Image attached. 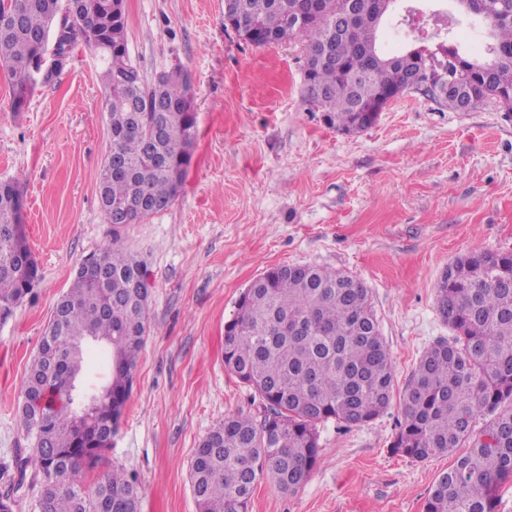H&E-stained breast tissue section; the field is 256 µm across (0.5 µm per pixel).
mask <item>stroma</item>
Here are the masks:
<instances>
[{
  "label": "stroma",
  "instance_id": "1",
  "mask_svg": "<svg viewBox=\"0 0 512 512\" xmlns=\"http://www.w3.org/2000/svg\"><path fill=\"white\" fill-rule=\"evenodd\" d=\"M127 46L145 80L176 67L192 80L196 135L175 202L121 227L150 285L148 334L101 468L137 481L139 512H197L189 465L224 418L259 415L224 368V325L265 270L311 264L372 292L395 368L391 406L347 429L319 427L322 461L284 494L258 482L249 512H424L452 456L392 455L403 394L422 353L451 337L436 308L456 259L512 249V115L490 103L453 112L411 92L346 135L302 97L306 44L255 46L224 24V0H124ZM100 64L78 46L68 66L11 105L0 73V180L21 194L38 282L0 317V464L26 456L18 416L25 374L77 267L116 230L98 173L110 138Z\"/></svg>",
  "mask_w": 512,
  "mask_h": 512
}]
</instances>
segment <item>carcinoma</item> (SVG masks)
Listing matches in <instances>:
<instances>
[{
	"label": "carcinoma",
	"mask_w": 512,
	"mask_h": 512,
	"mask_svg": "<svg viewBox=\"0 0 512 512\" xmlns=\"http://www.w3.org/2000/svg\"><path fill=\"white\" fill-rule=\"evenodd\" d=\"M397 0H316V11L296 26L304 0H224V14L262 32L256 46L294 37L306 41L304 97L342 133L363 131L376 116L371 105L399 96L424 71L425 55H386L377 45L385 12ZM72 4L82 20L84 44L101 64L105 112L112 133L109 153L122 170L98 173L102 210L124 208L134 224L167 209L190 164L196 117L189 74L175 69L154 85L134 84L138 68L117 76L112 50L126 48L124 11L112 0H0V70L11 83L19 112L39 79L40 40L60 10ZM459 10L492 31L493 64L480 88L462 75L436 97L454 112L492 101L512 112V0H461ZM433 56L472 61L448 42L451 23ZM17 186L0 182V314L7 315L34 288L35 260L20 267L5 232L21 224ZM101 279L76 273L58 300L26 375L20 418L33 440L15 463L18 478L0 494V512H13L15 492L37 488V512H138V487L124 469L81 476L98 467L112 446L130 394L147 333L146 271L126 250L118 231L97 255ZM436 306L453 331L420 357L405 389L403 418L391 445L394 455L423 461L454 455L430 491L425 512H496L497 492L512 480V251H477L448 266ZM93 337L106 341L110 373L94 414L80 425L53 405L52 389L83 371ZM224 366L262 401L261 419L234 414L199 443L189 480L198 512H249L258 479L294 492L320 464L318 426L334 420L346 428L375 419L393 398L394 367L374 312L369 288L338 270L309 264L266 270L238 299L224 328ZM483 426L476 427L479 416ZM464 452L459 453L457 449Z\"/></svg>",
	"instance_id": "obj_1"
}]
</instances>
